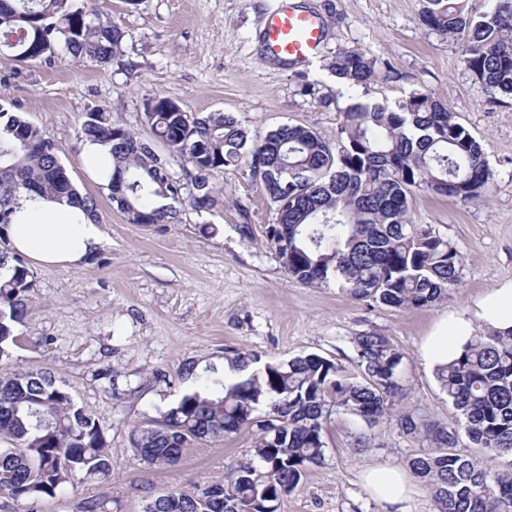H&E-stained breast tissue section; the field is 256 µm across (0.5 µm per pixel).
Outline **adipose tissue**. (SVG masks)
<instances>
[{"mask_svg":"<svg viewBox=\"0 0 512 512\" xmlns=\"http://www.w3.org/2000/svg\"><path fill=\"white\" fill-rule=\"evenodd\" d=\"M1 232L12 253L37 264L83 266L102 242L100 225L79 208L43 197L20 200L11 224ZM476 319L490 329L512 328V283L485 295L476 305ZM472 322L461 316H443L422 346L423 362L432 368L448 363L472 336ZM364 487L395 512H405L413 495L408 475L391 465L366 470Z\"/></svg>","mask_w":512,"mask_h":512,"instance_id":"ef3b65f1","label":"adipose tissue"}]
</instances>
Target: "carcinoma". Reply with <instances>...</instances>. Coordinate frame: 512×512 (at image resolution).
<instances>
[{
	"label": "carcinoma",
	"instance_id": "carcinoma-1",
	"mask_svg": "<svg viewBox=\"0 0 512 512\" xmlns=\"http://www.w3.org/2000/svg\"><path fill=\"white\" fill-rule=\"evenodd\" d=\"M422 21L442 36L462 35L463 62L486 90L512 99V0H423ZM125 32L101 20L87 0H0V56L17 63L65 58L109 66ZM338 94L379 77L376 62L342 52L328 65ZM141 139L112 111L83 116L81 139L109 148L104 185L128 221L147 216L172 224L179 208L214 209L213 173L246 166L276 214L267 228L288 278L311 287L330 283L358 300L396 309L439 302L459 280L461 254L410 213L415 191L464 203L486 197L492 171L484 145L434 94L415 90L394 102L363 100L342 111L336 144L310 128L282 125L264 135L234 116H193L172 99H144ZM165 150L161 155L155 144ZM192 169L178 187L170 165ZM22 196L64 198L96 219L94 201L72 184L46 130L0 105V229ZM33 280L23 260L0 248V361L11 358L15 332L32 313ZM356 374L341 361L310 353L287 362L224 351L242 371L229 381L209 368L198 387L136 426L131 445L145 463L172 467L194 443L241 430L254 432L253 455L227 480L190 492L170 491L145 512H277L308 467L324 459V431L334 415L370 427L393 417L419 443L408 462L432 494L435 512H512V328L474 334L435 371L460 414L448 428L423 407L404 406L403 354L374 331L351 338ZM467 437L479 454L458 452ZM0 494L16 501L54 498L67 487L112 474L104 430L78 407L63 382L42 369L0 373Z\"/></svg>",
	"mask_w": 512,
	"mask_h": 512
}]
</instances>
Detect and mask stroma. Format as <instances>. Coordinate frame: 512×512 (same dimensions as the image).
<instances>
[{
	"instance_id": "1",
	"label": "stroma",
	"mask_w": 512,
	"mask_h": 512,
	"mask_svg": "<svg viewBox=\"0 0 512 512\" xmlns=\"http://www.w3.org/2000/svg\"><path fill=\"white\" fill-rule=\"evenodd\" d=\"M278 0H96L102 19L126 32L105 68L64 59L17 64L0 57V103L43 126L73 183L96 204L104 241L79 268L31 265L33 313L18 326L0 371L42 368L62 380L74 402L103 426L112 475L35 503L0 497V512H143L159 494L223 479L252 454L243 431L187 451L175 467H151L133 451V427L149 424L190 389L186 362L220 365L224 352L286 361L318 353L349 364L351 339L372 330L404 356L410 404L453 426L458 411L440 391L420 347L444 315L470 313L477 301L512 282V100L493 99L463 63L464 39L422 22V0H302L322 14L326 39L310 62L282 66L261 47V25ZM343 51L376 60L385 81L336 94L329 63ZM311 82L314 94L301 86ZM427 90L487 148L493 180L486 198L464 203L416 192L410 212L432 225L462 256L459 282L439 303L401 310L351 298L339 288L305 287L287 278L266 228L275 220L248 168L228 167L213 211L182 208L174 224H133L90 172L80 149L85 112L111 107L139 136L143 101L159 93L184 111L233 113L250 130L304 125L336 142L352 99L397 100ZM359 421L332 417L322 463L305 472L278 512H391L363 487L373 466L407 467L417 451L391 418L368 429L353 451Z\"/></svg>"
}]
</instances>
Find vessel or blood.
Here are the masks:
<instances>
[{
  "instance_id": "b4317fda",
  "label": "vessel or blood",
  "mask_w": 512,
  "mask_h": 512,
  "mask_svg": "<svg viewBox=\"0 0 512 512\" xmlns=\"http://www.w3.org/2000/svg\"><path fill=\"white\" fill-rule=\"evenodd\" d=\"M324 32L318 12L300 7L295 0H280L263 18L262 47L272 60L305 63L322 45Z\"/></svg>"
}]
</instances>
